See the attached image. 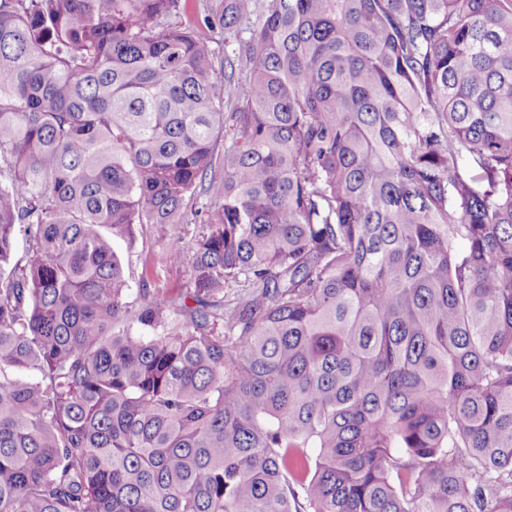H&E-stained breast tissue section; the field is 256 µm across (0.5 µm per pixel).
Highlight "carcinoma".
<instances>
[{
	"instance_id": "obj_1",
	"label": "carcinoma",
	"mask_w": 512,
	"mask_h": 512,
	"mask_svg": "<svg viewBox=\"0 0 512 512\" xmlns=\"http://www.w3.org/2000/svg\"><path fill=\"white\" fill-rule=\"evenodd\" d=\"M256 8L0 0V512H512V0ZM269 4V0H258L257 2V13L253 16L252 22L250 25H243L236 32L226 33L224 37L215 38V42L212 43L213 47L216 48V53L218 55V61L224 58V55L232 56L233 53H238L241 44L247 41L250 37L249 27L252 28L258 22L259 18H262V15L266 11ZM196 224H199L197 222ZM196 224H179L177 226H146L143 236L133 245H130L123 239H114L112 242L115 251L121 262L131 272L129 280L130 297H137L139 288H142L141 270L145 258H149V253L158 251L171 238L172 235H181L186 241L194 237L199 229ZM147 280L148 288H181L190 280V270L186 266L152 268Z\"/></svg>"
}]
</instances>
